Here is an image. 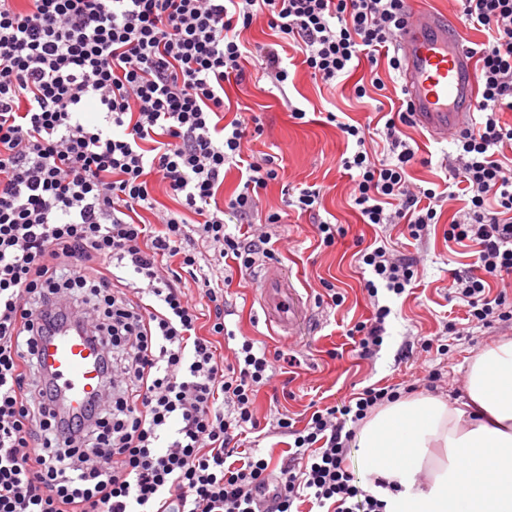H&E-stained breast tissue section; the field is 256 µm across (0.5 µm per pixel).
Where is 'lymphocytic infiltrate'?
<instances>
[{"label":"lymphocytic infiltrate","mask_w":512,"mask_h":512,"mask_svg":"<svg viewBox=\"0 0 512 512\" xmlns=\"http://www.w3.org/2000/svg\"><path fill=\"white\" fill-rule=\"evenodd\" d=\"M458 2L485 36L471 50L481 120L454 134L465 201L444 236L474 249L450 288L470 327L488 328L512 322V298L492 289L512 276V0ZM260 17L274 40L256 52L243 33ZM410 17L407 0H0V512H388L387 481L364 486L346 460L399 389L366 386L300 429L279 417L294 450L272 470L242 445L260 430L254 403L274 360L248 338L224 358L216 340L235 334L223 289L201 276L202 309L179 280L200 268L192 239L243 272L273 258L268 228L284 221L258 211L279 158L253 150L258 117L225 120V82L245 81L257 54L284 89L297 52L328 86L367 60L356 97L385 91L379 67L400 72ZM384 118L378 156L365 125L327 115L351 146L340 164L363 223L418 241L444 196L410 180V108ZM229 167L242 187L222 200ZM155 180L180 210L157 209ZM141 209L154 223L135 220ZM359 259L375 305L348 334L368 359L391 313L378 294H404L417 260L373 243ZM73 313L105 350L104 393L68 415L37 349Z\"/></svg>","instance_id":"f902f5d3"}]
</instances>
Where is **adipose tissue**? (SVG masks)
<instances>
[{
	"label": "adipose tissue",
	"mask_w": 512,
	"mask_h": 512,
	"mask_svg": "<svg viewBox=\"0 0 512 512\" xmlns=\"http://www.w3.org/2000/svg\"><path fill=\"white\" fill-rule=\"evenodd\" d=\"M467 395L405 396L362 425L363 475L402 487L393 512H512V338L474 360Z\"/></svg>",
	"instance_id": "1"
}]
</instances>
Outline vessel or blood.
Masks as SVG:
<instances>
[{"instance_id": "1", "label": "vessel or blood", "mask_w": 512, "mask_h": 512, "mask_svg": "<svg viewBox=\"0 0 512 512\" xmlns=\"http://www.w3.org/2000/svg\"><path fill=\"white\" fill-rule=\"evenodd\" d=\"M405 99L416 122L435 140L471 123L476 75L468 47L434 13L421 11L401 31ZM256 300L283 335L301 337L303 300L289 276L268 274ZM41 363L58 387L61 405L84 412L100 396L104 351L80 320L63 324L39 347Z\"/></svg>"}]
</instances>
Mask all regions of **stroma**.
Listing matches in <instances>:
<instances>
[{"mask_svg": "<svg viewBox=\"0 0 512 512\" xmlns=\"http://www.w3.org/2000/svg\"><path fill=\"white\" fill-rule=\"evenodd\" d=\"M412 12L428 10L442 17L449 29L466 43H479L481 32L470 28L459 14L457 0H409ZM242 84H227L225 91L231 103L249 109L259 116L263 135L255 150L276 153L283 158V170L260 195L262 211L286 207V191L307 185L325 188L323 205L318 214L290 212L286 224L275 228L274 248L277 256L271 265L291 277L306 305L302 339L292 348L298 359L289 377L275 375L271 386L263 388L256 399L257 417L268 424L278 414H286L296 427H304L313 406H330L347 399L359 389L381 386L415 385L417 393H433L449 405L467 397V372L472 359L500 337L512 338V323L491 328H476L468 335L448 338V354L423 353L404 360L400 352L410 335L440 336L448 320H462V301L452 298L448 290L450 272L467 269L471 259L461 247L447 243L444 231L451 224L461 204L444 202L437 224L431 225L424 240H401L402 251L419 258L416 281L398 298L390 299L392 313L386 321L384 343L369 360L360 359L347 331L354 322L370 318L372 307L364 289L370 273L362 269L355 256L358 243H372L385 237L400 238V227L366 224L350 199L352 190L348 174L338 160L346 150V142L335 125L326 122L325 112H344L360 123L376 122V103L371 98H355L353 87L368 71L360 64L351 77L330 89L312 78L304 68L296 67L285 90L272 89L261 69L247 65ZM303 108L305 119H293L290 106ZM406 133L419 146L426 164L411 171L414 183L437 184L447 191L449 180L440 163L452 153L451 142L433 140L420 126ZM328 221L346 230L335 246H319L318 222ZM260 270L234 277L224 290L226 324L236 336L253 339L256 344L274 352L281 348L282 337L275 333L260 309L255 293L260 288ZM333 284L344 297L342 305H332L325 286ZM438 369L442 378L437 389H429L422 380L425 368Z\"/></svg>", "mask_w": 512, "mask_h": 512, "instance_id": "obj_1", "label": "stroma"}]
</instances>
